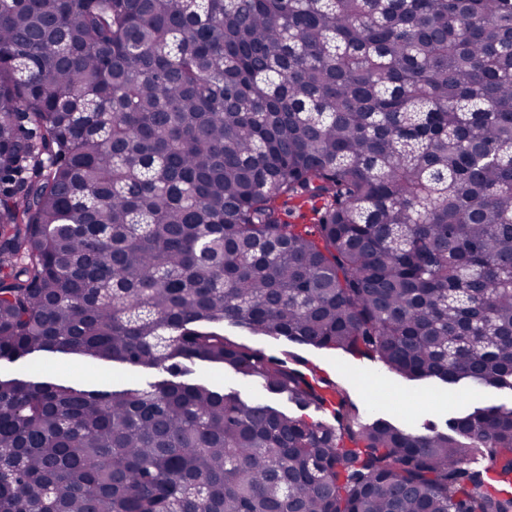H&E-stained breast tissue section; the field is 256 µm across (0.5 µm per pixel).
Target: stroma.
<instances>
[{"label":"stroma","mask_w":512,"mask_h":512,"mask_svg":"<svg viewBox=\"0 0 512 512\" xmlns=\"http://www.w3.org/2000/svg\"><path fill=\"white\" fill-rule=\"evenodd\" d=\"M224 332L232 340L267 353H285L306 362L315 368L317 376L335 382L367 421L383 417L416 428L428 421L441 427L448 418L486 401L480 391L435 380L412 382L380 369L370 360L342 352L257 336L230 326ZM0 376L37 378L99 391L135 387L163 378L154 370L61 353L34 354L12 364H1Z\"/></svg>","instance_id":"1"}]
</instances>
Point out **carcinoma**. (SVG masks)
Here are the masks:
<instances>
[{"instance_id": "obj_1", "label": "carcinoma", "mask_w": 512, "mask_h": 512, "mask_svg": "<svg viewBox=\"0 0 512 512\" xmlns=\"http://www.w3.org/2000/svg\"><path fill=\"white\" fill-rule=\"evenodd\" d=\"M221 322L512 390V0H0V362L170 375L0 378V512H512V406L364 422ZM0 376L37 378L99 391L135 387L170 378L155 370L132 369L108 360L61 353L34 354L13 364L1 363ZM195 369L194 374L182 377L180 379H184L190 382L203 383L210 387H214L217 389H223L224 383L226 389L228 387L239 388L244 391L240 386L238 381L236 380L234 374L225 369L224 366L220 364H205V363H197L193 365Z\"/></svg>"}]
</instances>
